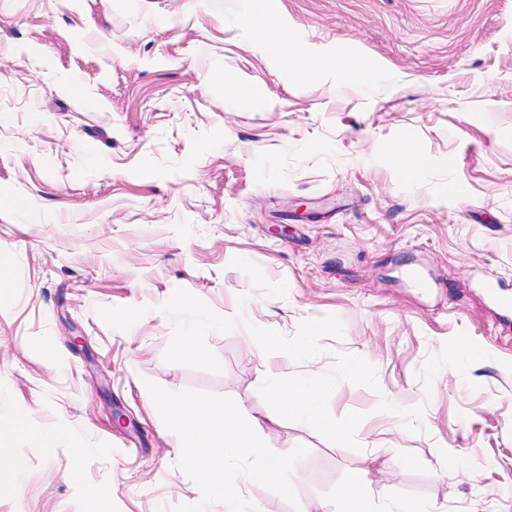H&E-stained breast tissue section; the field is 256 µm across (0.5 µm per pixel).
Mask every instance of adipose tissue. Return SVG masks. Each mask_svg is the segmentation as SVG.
Returning <instances> with one entry per match:
<instances>
[{"label":"adipose tissue","mask_w":512,"mask_h":512,"mask_svg":"<svg viewBox=\"0 0 512 512\" xmlns=\"http://www.w3.org/2000/svg\"><path fill=\"white\" fill-rule=\"evenodd\" d=\"M276 394L280 414L313 419L324 426H333L335 420L326 403L324 393L311 379L278 375L270 383Z\"/></svg>","instance_id":"adipose-tissue-1"}]
</instances>
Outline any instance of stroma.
<instances>
[{"mask_svg":"<svg viewBox=\"0 0 512 512\" xmlns=\"http://www.w3.org/2000/svg\"><path fill=\"white\" fill-rule=\"evenodd\" d=\"M281 4L318 75L253 45L251 0H0V424L55 435L16 441L0 512L199 503L150 381L306 446L299 501L367 469L512 512V318L485 293L512 298V0ZM338 61L373 80L337 85ZM187 336L201 358H175ZM281 372L335 430L277 416Z\"/></svg>","mask_w":512,"mask_h":512,"instance_id":"obj_1","label":"stroma"}]
</instances>
